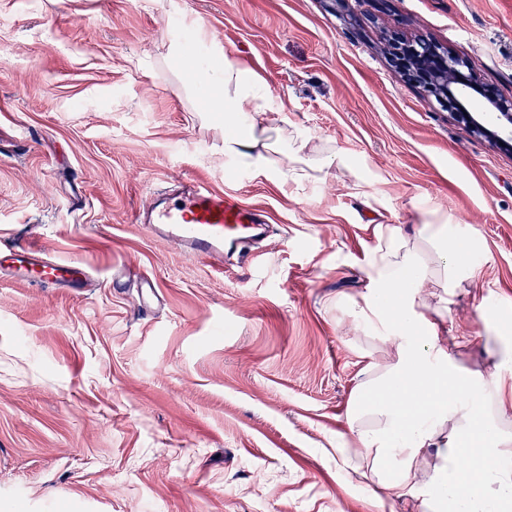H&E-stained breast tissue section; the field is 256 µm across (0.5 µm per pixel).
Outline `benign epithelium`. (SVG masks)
Masks as SVG:
<instances>
[{"mask_svg":"<svg viewBox=\"0 0 512 512\" xmlns=\"http://www.w3.org/2000/svg\"><path fill=\"white\" fill-rule=\"evenodd\" d=\"M388 53L395 70L407 82L422 87L473 132L496 141L512 152V100L497 97L483 87L462 60L425 39L393 35ZM485 100L484 109H471V93Z\"/></svg>","mask_w":512,"mask_h":512,"instance_id":"obj_1","label":"benign epithelium"}]
</instances>
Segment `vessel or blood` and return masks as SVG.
Returning <instances> with one entry per match:
<instances>
[{
	"label": "vessel or blood",
	"instance_id": "1",
	"mask_svg": "<svg viewBox=\"0 0 512 512\" xmlns=\"http://www.w3.org/2000/svg\"><path fill=\"white\" fill-rule=\"evenodd\" d=\"M145 220L159 237L176 242L201 261L237 257L253 258L254 244L265 240L269 226L259 209L231 195L200 186L179 203L148 209ZM0 274L52 288H79L87 281L84 268L54 261L38 248H0Z\"/></svg>",
	"mask_w": 512,
	"mask_h": 512
}]
</instances>
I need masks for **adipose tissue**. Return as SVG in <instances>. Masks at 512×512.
<instances>
[{
    "instance_id": "adipose-tissue-1",
    "label": "adipose tissue",
    "mask_w": 512,
    "mask_h": 512,
    "mask_svg": "<svg viewBox=\"0 0 512 512\" xmlns=\"http://www.w3.org/2000/svg\"><path fill=\"white\" fill-rule=\"evenodd\" d=\"M211 88L207 109L224 129V157L279 185L299 182L297 164L320 177L345 167L341 149L308 157V139L277 117L265 79L226 52L188 88ZM469 245L449 250L438 235L387 228L372 250L361 294L364 325L386 326L387 360L353 399L345 464L376 481L405 512H512V390L497 369L474 373L449 356L465 348L423 313L448 303L457 278L474 276Z\"/></svg>"
}]
</instances>
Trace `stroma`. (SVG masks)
Here are the masks:
<instances>
[{
	"label": "stroma",
	"mask_w": 512,
	"mask_h": 512,
	"mask_svg": "<svg viewBox=\"0 0 512 512\" xmlns=\"http://www.w3.org/2000/svg\"><path fill=\"white\" fill-rule=\"evenodd\" d=\"M392 31L512 100V0H0V245L91 273L0 278V512H389L336 453L381 359L358 317L379 229L415 235L427 205L449 246L480 240L433 314L469 336L467 370L504 349L485 312L512 316V153L400 79ZM173 43L251 66L354 169L284 191L225 161ZM196 183L268 213L266 261L227 270L151 233L143 211Z\"/></svg>",
	"instance_id": "35a3bbf8"
}]
</instances>
